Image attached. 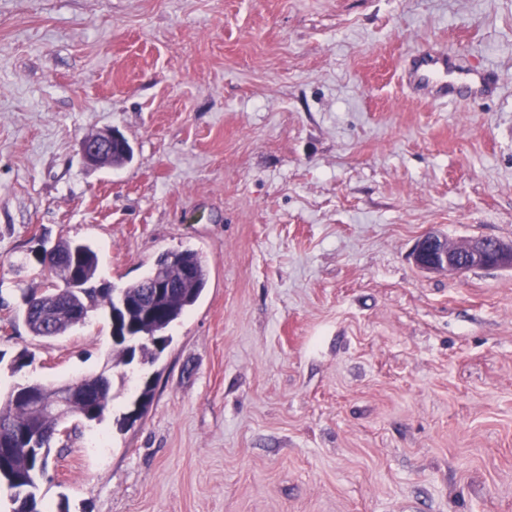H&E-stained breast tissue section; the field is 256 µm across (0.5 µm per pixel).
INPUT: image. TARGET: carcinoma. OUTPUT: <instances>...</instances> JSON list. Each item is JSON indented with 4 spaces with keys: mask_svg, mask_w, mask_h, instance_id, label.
Wrapping results in <instances>:
<instances>
[{
    "mask_svg": "<svg viewBox=\"0 0 512 512\" xmlns=\"http://www.w3.org/2000/svg\"><path fill=\"white\" fill-rule=\"evenodd\" d=\"M39 264L52 281L41 293L23 295L24 303L14 315L35 337L61 336L83 324L96 306L108 313L120 315L137 348L129 349L124 341L115 342V365L128 366L134 361L152 362L169 342L167 329L201 296L208 282V268L202 254L186 248L161 256L141 280L117 289L108 284H96L100 259L88 243L60 240L50 247L48 257ZM173 282L176 287L160 297L153 296L148 283ZM152 306L151 320L143 317L138 304ZM80 387L93 389L99 409L92 414L81 408L60 418L43 422L51 433L38 441L28 436L38 419L30 407L19 399V389L13 388L5 408H0V485L11 491L18 503L14 512H43L37 497L38 480L45 473L53 441L70 436L68 423L94 422L102 419L111 401V380L103 375L84 377Z\"/></svg>",
    "mask_w": 512,
    "mask_h": 512,
    "instance_id": "cac0c4a2",
    "label": "carcinoma"
}]
</instances>
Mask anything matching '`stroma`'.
I'll use <instances>...</instances> for the list:
<instances>
[{
	"label": "stroma",
	"mask_w": 512,
	"mask_h": 512,
	"mask_svg": "<svg viewBox=\"0 0 512 512\" xmlns=\"http://www.w3.org/2000/svg\"><path fill=\"white\" fill-rule=\"evenodd\" d=\"M423 47L498 89L417 98ZM106 129L133 157L87 167ZM430 231L512 241V0H0V406L112 380L46 512H512V271L421 272ZM61 238L117 288L202 253L155 362L114 367L100 309L56 338L15 319Z\"/></svg>",
	"instance_id": "obj_1"
}]
</instances>
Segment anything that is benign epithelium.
<instances>
[{
  "label": "benign epithelium",
  "mask_w": 512,
  "mask_h": 512,
  "mask_svg": "<svg viewBox=\"0 0 512 512\" xmlns=\"http://www.w3.org/2000/svg\"><path fill=\"white\" fill-rule=\"evenodd\" d=\"M104 135L105 140L102 142H80L82 158L90 167H98L102 151L124 140V136L114 130H107ZM412 259L414 265L424 273H446L451 276L462 275L474 268L512 270V241L473 238L461 245H453L444 235L428 233L417 242ZM79 398L91 404L94 396L90 391L77 396L71 390L60 393L49 402L33 397L30 406L38 410L42 418L58 417L69 412Z\"/></svg>",
  "instance_id": "obj_1"
}]
</instances>
